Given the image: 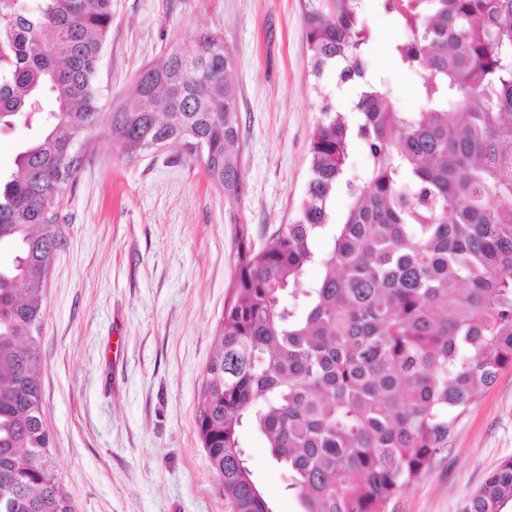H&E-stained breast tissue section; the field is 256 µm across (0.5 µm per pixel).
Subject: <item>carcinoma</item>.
Wrapping results in <instances>:
<instances>
[{
    "label": "carcinoma",
    "instance_id": "carcinoma-1",
    "mask_svg": "<svg viewBox=\"0 0 512 512\" xmlns=\"http://www.w3.org/2000/svg\"><path fill=\"white\" fill-rule=\"evenodd\" d=\"M404 37L395 67L420 107L397 109L370 72L364 0H316L305 37L315 76L356 88L321 112L299 214L257 247L239 228L232 298L198 395L197 430L228 512H273L240 444L247 425L288 469L298 512H383L512 368V0H378ZM112 0H0V126L39 133L0 178V512H74L49 461L38 344L59 210L78 142L106 130L116 158L149 143L205 148L227 201L245 189L233 54L217 34L145 66L134 103L108 114L96 75ZM362 148L365 179L350 174ZM348 205L336 221L333 199ZM328 241L319 252L314 243ZM319 269L308 287L306 271ZM512 459L462 512H503Z\"/></svg>",
    "mask_w": 512,
    "mask_h": 512
}]
</instances>
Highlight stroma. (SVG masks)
<instances>
[{
    "label": "stroma",
    "mask_w": 512,
    "mask_h": 512,
    "mask_svg": "<svg viewBox=\"0 0 512 512\" xmlns=\"http://www.w3.org/2000/svg\"><path fill=\"white\" fill-rule=\"evenodd\" d=\"M313 0H112L96 76L99 105L131 104L137 73L206 33L234 56L245 190L230 202L179 146L131 161L89 135L62 205L63 244L48 272L38 332L50 458L75 512H225L195 427L197 395L234 276L236 235L262 245L297 215L312 131L324 105L350 110L351 87L315 75L305 38ZM374 65L392 101L420 106L412 73L395 71L403 36L381 10ZM248 465L274 512H296L287 473L243 428ZM512 458V368L469 406L442 449L384 512H462Z\"/></svg>",
    "instance_id": "35a3bbf8"
}]
</instances>
